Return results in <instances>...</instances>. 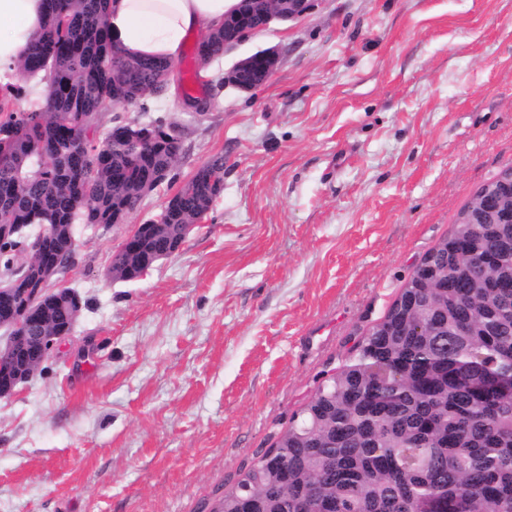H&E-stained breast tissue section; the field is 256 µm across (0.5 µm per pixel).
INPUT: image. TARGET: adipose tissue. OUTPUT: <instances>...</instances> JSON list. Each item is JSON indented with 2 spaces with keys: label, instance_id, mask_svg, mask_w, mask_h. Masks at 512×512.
<instances>
[{
  "label": "adipose tissue",
  "instance_id": "1",
  "mask_svg": "<svg viewBox=\"0 0 512 512\" xmlns=\"http://www.w3.org/2000/svg\"><path fill=\"white\" fill-rule=\"evenodd\" d=\"M238 0H109L108 27L124 56L180 59L193 31L220 27ZM44 0H0V83L14 74L18 61L41 31Z\"/></svg>",
  "mask_w": 512,
  "mask_h": 512
}]
</instances>
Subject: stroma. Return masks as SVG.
<instances>
[{"mask_svg":"<svg viewBox=\"0 0 512 512\" xmlns=\"http://www.w3.org/2000/svg\"><path fill=\"white\" fill-rule=\"evenodd\" d=\"M197 41L150 112L100 116L165 118L183 151L125 223L77 225L72 335L0 399V512H203L512 166V0H320L214 62L278 48L250 93L190 89ZM218 155L224 189L179 251L110 279L113 252Z\"/></svg>","mask_w":512,"mask_h":512,"instance_id":"1","label":"stroma"}]
</instances>
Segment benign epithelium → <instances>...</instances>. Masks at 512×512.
Instances as JSON below:
<instances>
[{"label":"benign epithelium","mask_w":512,"mask_h":512,"mask_svg":"<svg viewBox=\"0 0 512 512\" xmlns=\"http://www.w3.org/2000/svg\"><path fill=\"white\" fill-rule=\"evenodd\" d=\"M318 0H259L261 25L234 33L235 25L230 18L224 19V49L228 50L250 35L261 32L275 20L298 19L314 10ZM264 63L266 78H271L279 62V52L267 48L255 52ZM254 59L246 57L224 74V85L251 92L249 80ZM495 200V209L485 204L474 205L462 216L464 224H493L497 212L512 209V172L504 173L498 184L489 190ZM60 261L51 259L42 275L29 277L24 268L18 267L8 276L0 278V298L11 306L10 336L0 344V399L11 397L21 384L33 378L30 356L35 353L45 359L59 351L71 335L69 326L58 327L50 333L41 330L44 314L48 311L78 310L79 296L63 288H49L47 284L57 277Z\"/></svg>","instance_id":"7a95c632"}]
</instances>
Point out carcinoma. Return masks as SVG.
<instances>
[{
    "mask_svg": "<svg viewBox=\"0 0 512 512\" xmlns=\"http://www.w3.org/2000/svg\"><path fill=\"white\" fill-rule=\"evenodd\" d=\"M47 20L5 91L46 84L39 103L0 119V224L109 225L145 189L171 179L177 124L125 139L99 135L108 107L151 110L171 65L117 59L109 0H45ZM224 54V30L196 44ZM224 188V157L202 165L165 202L167 232L112 253L129 281L185 239ZM46 253L19 236L0 242V270L34 269ZM353 355L275 444L209 512H512V223L454 224Z\"/></svg>",
    "mask_w": 512,
    "mask_h": 512,
    "instance_id": "cac0c4a2",
    "label": "carcinoma"
}]
</instances>
